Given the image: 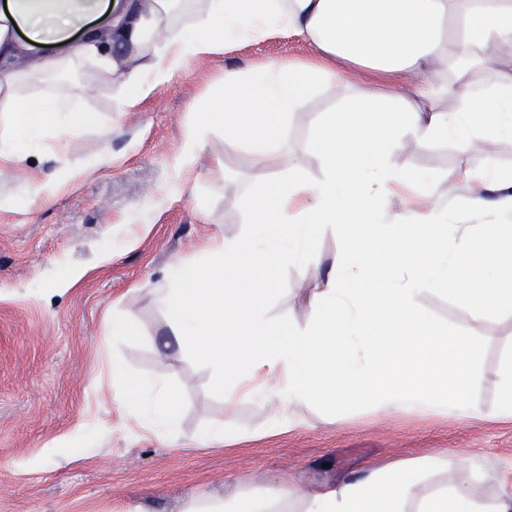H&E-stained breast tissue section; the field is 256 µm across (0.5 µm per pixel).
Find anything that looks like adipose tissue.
<instances>
[{"mask_svg": "<svg viewBox=\"0 0 512 512\" xmlns=\"http://www.w3.org/2000/svg\"><path fill=\"white\" fill-rule=\"evenodd\" d=\"M274 34L299 39L310 55L225 73L185 132L182 170H192L203 131L220 127L225 153L251 148L254 166L272 163L276 172L247 188V233L207 240L206 279L182 264L164 276L155 294L159 354H190L211 368L226 406L259 403L286 423L295 407L312 402L481 416L468 399L479 347L434 324L414 284L427 278L480 312L512 311V171L467 166L430 177L434 190L446 178L471 183L473 208L507 218L452 238L435 200L422 205L403 192L416 179L403 156L410 144L422 149L449 138L464 152L475 138L512 137V78L487 56L495 46L512 48V0H6L0 124L14 139L0 140V168L23 162L14 140L53 152L84 124L69 86L22 96L35 75L92 64L122 79L132 108L191 63ZM451 59L453 82L435 85L433 65ZM340 62L384 84L416 77L418 96L358 92L325 113L308 140L321 168L312 181L288 154L287 123L315 88L340 81ZM446 97L455 110L442 108ZM329 230L337 255L308 294L314 323L271 324L274 269L300 255L321 265L312 246ZM384 255L394 268L381 265ZM112 403L125 425L160 433L178 420V398L163 381L135 379L118 366ZM294 494L285 484L229 501L195 494L181 512H277ZM410 500L418 512H512V493L479 502L465 474L420 495L405 463L325 491L308 512H401Z\"/></svg>", "mask_w": 512, "mask_h": 512, "instance_id": "ef3b65f1", "label": "adipose tissue"}]
</instances>
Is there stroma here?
<instances>
[{"label":"stroma","mask_w":512,"mask_h":512,"mask_svg":"<svg viewBox=\"0 0 512 512\" xmlns=\"http://www.w3.org/2000/svg\"><path fill=\"white\" fill-rule=\"evenodd\" d=\"M306 45L286 36L226 47L173 73L134 109L123 111L119 79L93 67L71 81L86 121L63 150L28 146L27 165L61 181L56 198L34 199L24 171L0 170V512H180L197 491L231 497L260 485L287 483L300 491L288 504L304 512L305 496L396 462L440 457L420 469L422 494L444 490L458 460L473 466L472 493L482 502L512 491V417L499 413L500 368L512 357V313L475 316L446 291L423 285L419 302L433 323L470 334L482 351L469 392L482 415L464 419L447 408L385 412L374 405L329 410L296 408V426L251 403L227 409L212 372L188 355L159 358L154 301L164 274L185 263L204 270L203 245L213 233L235 238L247 229L244 183L268 176L247 154L224 155V132L203 134L194 189L181 191L177 161L184 130L214 96L224 73L249 65L304 58ZM342 85L316 89L306 111L294 113L288 147L309 179L317 159L305 152L313 123L336 105ZM415 172L440 173L494 159L512 169V139H473L467 153L440 140L408 149ZM97 157L98 167L86 168ZM27 168V169H28ZM470 186L443 183L438 195L453 224L491 217L469 208ZM109 262H102L103 254ZM79 286L57 284L74 269ZM313 265L294 260L280 271L285 287L266 315L307 325L304 298L317 282ZM131 313L137 332L112 337L107 310ZM471 335V334H470ZM120 363L135 377L161 379L179 396V422L169 433L123 427L112 409L111 372ZM215 427L224 445L206 446Z\"/></svg>","instance_id":"1"}]
</instances>
